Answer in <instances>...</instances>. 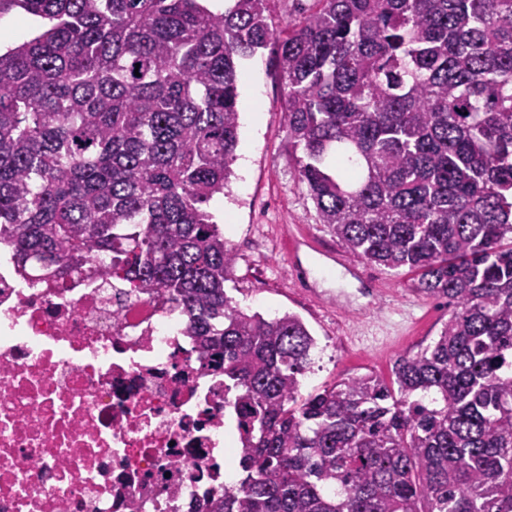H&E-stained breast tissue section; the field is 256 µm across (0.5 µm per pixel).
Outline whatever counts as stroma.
<instances>
[{
	"label": "stroma",
	"instance_id": "35a3bbf8",
	"mask_svg": "<svg viewBox=\"0 0 512 512\" xmlns=\"http://www.w3.org/2000/svg\"><path fill=\"white\" fill-rule=\"evenodd\" d=\"M269 44L242 60L240 143L231 193L210 210L236 256L227 292L243 310L293 313L316 338L302 394L373 373L437 338L453 308L418 293L414 276L365 264L320 224L299 181L284 123V82Z\"/></svg>",
	"mask_w": 512,
	"mask_h": 512
}]
</instances>
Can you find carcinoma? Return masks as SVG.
<instances>
[{
    "label": "carcinoma",
    "instance_id": "cac0c4a2",
    "mask_svg": "<svg viewBox=\"0 0 512 512\" xmlns=\"http://www.w3.org/2000/svg\"><path fill=\"white\" fill-rule=\"evenodd\" d=\"M0 0L46 21L0 53V245L44 282L112 278L182 317L242 421L205 512H512V0ZM319 222L454 310L390 379L300 395L317 341L239 309L210 204L238 68L271 42Z\"/></svg>",
    "mask_w": 512,
    "mask_h": 512
}]
</instances>
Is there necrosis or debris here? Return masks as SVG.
I'll return each instance as SVG.
<instances>
[{"instance_id":"1","label":"necrosis or debris","mask_w":512,"mask_h":512,"mask_svg":"<svg viewBox=\"0 0 512 512\" xmlns=\"http://www.w3.org/2000/svg\"><path fill=\"white\" fill-rule=\"evenodd\" d=\"M240 452L236 396L177 312L0 257V512H193Z\"/></svg>"}]
</instances>
